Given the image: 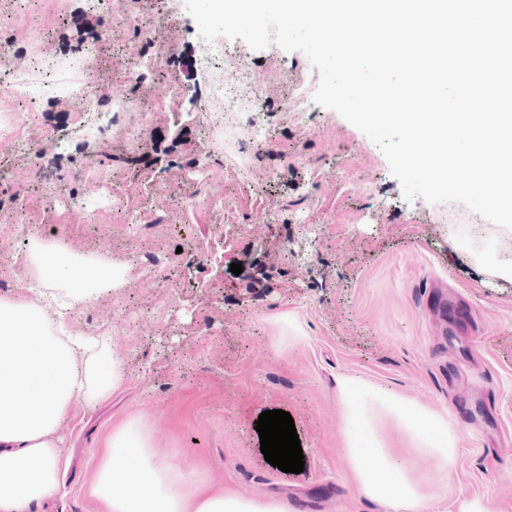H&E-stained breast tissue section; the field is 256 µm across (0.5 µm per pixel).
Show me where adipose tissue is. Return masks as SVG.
I'll list each match as a JSON object with an SVG mask.
<instances>
[{"instance_id": "ef3b65f1", "label": "adipose tissue", "mask_w": 512, "mask_h": 512, "mask_svg": "<svg viewBox=\"0 0 512 512\" xmlns=\"http://www.w3.org/2000/svg\"><path fill=\"white\" fill-rule=\"evenodd\" d=\"M31 278L0 296V512H33L59 490L68 465L58 430L76 400L118 390L125 358L110 338L72 332L76 306L118 287L126 270L78 255L66 237L31 240ZM341 432L351 473L369 500L391 512H427L433 477L452 473L457 440L443 417L377 385L345 379ZM400 427L423 473L387 447L380 418ZM101 512H289L278 499L212 491L196 471L157 461L138 421L108 441L91 488Z\"/></svg>"}]
</instances>
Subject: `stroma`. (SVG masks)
Here are the masks:
<instances>
[{"label": "stroma", "mask_w": 512, "mask_h": 512, "mask_svg": "<svg viewBox=\"0 0 512 512\" xmlns=\"http://www.w3.org/2000/svg\"><path fill=\"white\" fill-rule=\"evenodd\" d=\"M33 23L15 20L17 0H0V73L37 86L29 107L0 93V115L25 138L41 140L40 170L17 142L0 135V271L28 278L27 238L66 234L76 249L127 265L126 282L75 313V329L102 334L126 359V379L108 398L76 402L59 432L69 460L59 491L35 512H99L90 494L112 433L132 419L148 429L160 457L200 470L213 490L278 497L308 512H382L356 490L340 433V379L356 378L446 415L458 437L459 465L430 512H459L488 501L512 512V280L494 268L512 254V233L458 203L406 200L382 153L337 112H281L277 106L300 51L272 45L251 52L252 76L266 94L271 152L244 161L218 126L175 136L173 148L138 171L120 156L145 150L152 131L173 128L224 73L223 58L200 63L198 25L184 0H169L176 21L153 50L161 70L138 89L124 80L144 47L123 20L129 0H29ZM111 24L112 37L94 36ZM86 58L70 67L69 55ZM87 85L96 108L135 95L149 112L88 126L65 87ZM208 171L202 200L184 193ZM111 186L124 209L95 223L65 199L87 184ZM224 204L215 221L205 203ZM298 210L306 223L290 224ZM181 249L183 264L145 270L147 257ZM257 259L241 274L231 264ZM281 409L294 420L302 473L266 462L255 423Z\"/></svg>", "instance_id": "1"}]
</instances>
